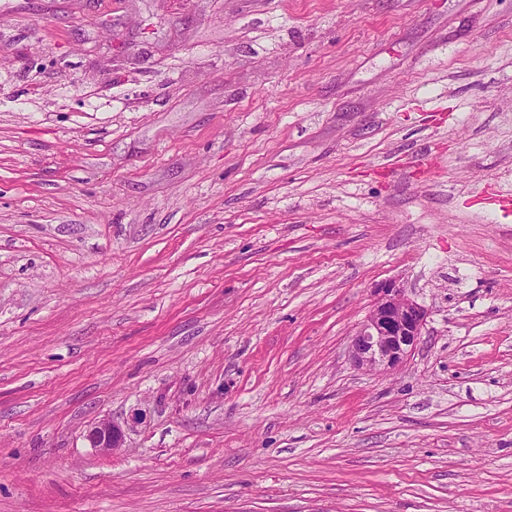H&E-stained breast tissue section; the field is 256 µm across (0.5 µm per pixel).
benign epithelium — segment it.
Listing matches in <instances>:
<instances>
[{
    "mask_svg": "<svg viewBox=\"0 0 512 512\" xmlns=\"http://www.w3.org/2000/svg\"><path fill=\"white\" fill-rule=\"evenodd\" d=\"M374 293L372 307L352 340L351 358L357 367L389 372L417 346L427 311L393 281L378 284ZM124 437L123 427L109 419L96 422L88 433L90 443L102 450L121 447Z\"/></svg>",
    "mask_w": 512,
    "mask_h": 512,
    "instance_id": "1",
    "label": "benign epithelium"
}]
</instances>
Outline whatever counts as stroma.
<instances>
[{
	"label": "stroma",
	"mask_w": 512,
	"mask_h": 512,
	"mask_svg": "<svg viewBox=\"0 0 512 512\" xmlns=\"http://www.w3.org/2000/svg\"><path fill=\"white\" fill-rule=\"evenodd\" d=\"M0 512H512V0H0ZM374 293L372 307L352 340L351 358L357 367L389 372L417 346L427 311L407 298L395 281L378 284ZM125 437V430L122 426L109 419H102L96 422L89 430L88 439L95 448L102 450H113L120 448Z\"/></svg>",
	"instance_id": "1"
}]
</instances>
